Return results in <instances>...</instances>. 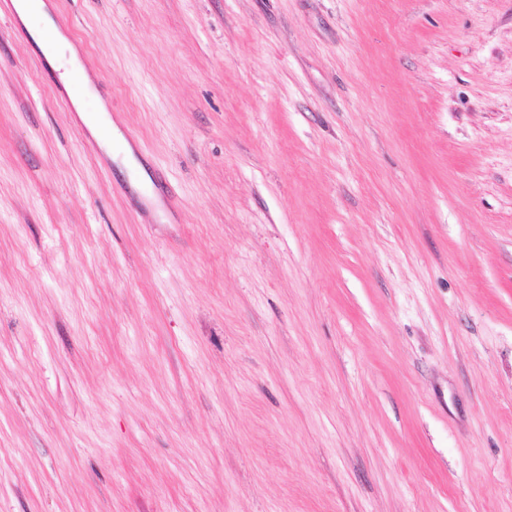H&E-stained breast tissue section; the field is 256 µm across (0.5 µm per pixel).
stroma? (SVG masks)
Segmentation results:
<instances>
[{
  "label": "stroma",
  "instance_id": "obj_1",
  "mask_svg": "<svg viewBox=\"0 0 512 512\" xmlns=\"http://www.w3.org/2000/svg\"><path fill=\"white\" fill-rule=\"evenodd\" d=\"M44 2L96 97L0 15V512H512V0Z\"/></svg>",
  "mask_w": 512,
  "mask_h": 512
}]
</instances>
